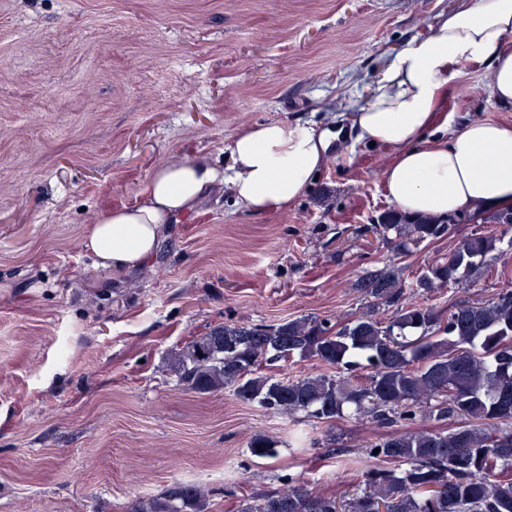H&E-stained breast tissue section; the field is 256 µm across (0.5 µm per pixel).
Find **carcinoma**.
Segmentation results:
<instances>
[{"label": "carcinoma", "instance_id": "cac0c4a2", "mask_svg": "<svg viewBox=\"0 0 512 512\" xmlns=\"http://www.w3.org/2000/svg\"><path fill=\"white\" fill-rule=\"evenodd\" d=\"M478 220L512 229V209ZM459 216H408L390 210L377 218L392 249L446 235ZM503 238L474 232L447 257L410 284L393 264L363 282L362 289L395 315L365 314L337 325L327 319H290L276 326L230 324L210 328L174 349L170 370L183 388L200 394L226 389L247 403L294 419L324 423L366 419L379 428L402 420H457L448 430L422 428L385 434L366 445L376 461L364 488L351 497L324 495L296 479L257 498L239 501L237 512H512V392H497L512 378V290L486 303L461 302L445 311L413 296L435 293L470 277L487 263ZM410 293H405V288ZM316 361L324 373L278 378L263 372L273 362ZM278 441L263 432L247 442L258 458L278 455ZM207 491L177 484L137 499L129 512H205Z\"/></svg>", "mask_w": 512, "mask_h": 512}]
</instances>
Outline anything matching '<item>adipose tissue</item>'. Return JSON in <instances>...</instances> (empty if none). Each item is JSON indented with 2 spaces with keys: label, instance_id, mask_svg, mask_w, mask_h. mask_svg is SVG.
I'll list each match as a JSON object with an SVG mask.
<instances>
[{
  "label": "adipose tissue",
  "instance_id": "1",
  "mask_svg": "<svg viewBox=\"0 0 512 512\" xmlns=\"http://www.w3.org/2000/svg\"><path fill=\"white\" fill-rule=\"evenodd\" d=\"M512 0H466L430 35L406 41L378 72L352 117L356 138L391 149L382 173L390 201L410 215L447 216L512 206V124L464 123L435 134V113L466 63H482L497 102L512 104ZM330 132L316 124L272 121L238 132L219 166L197 154L157 168L142 201L109 211L91 225L86 248L97 267L121 276L153 255L166 225L188 218L210 196L263 215L287 210L324 167Z\"/></svg>",
  "mask_w": 512,
  "mask_h": 512
}]
</instances>
